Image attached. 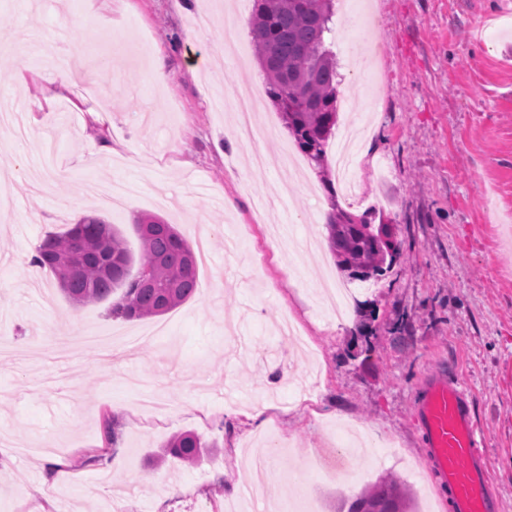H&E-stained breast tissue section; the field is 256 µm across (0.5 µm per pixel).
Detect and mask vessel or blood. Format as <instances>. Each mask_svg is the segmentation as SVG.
<instances>
[{"instance_id":"vessel-or-blood-1","label":"vessel or blood","mask_w":512,"mask_h":512,"mask_svg":"<svg viewBox=\"0 0 512 512\" xmlns=\"http://www.w3.org/2000/svg\"><path fill=\"white\" fill-rule=\"evenodd\" d=\"M415 419L426 439L431 468L448 493L451 512H500L501 500L467 387L441 376L432 378L423 387Z\"/></svg>"}]
</instances>
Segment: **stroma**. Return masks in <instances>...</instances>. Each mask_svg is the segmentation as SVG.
<instances>
[{
	"mask_svg": "<svg viewBox=\"0 0 512 512\" xmlns=\"http://www.w3.org/2000/svg\"><path fill=\"white\" fill-rule=\"evenodd\" d=\"M239 16L241 61L221 65L226 11ZM211 23L198 30L195 16ZM252 0H0V44L17 43L0 81V110L23 112L26 137L0 128L13 172L0 174V512H224L254 486L250 456L272 448L275 476L258 512H338L356 489L316 476L303 449L337 428L360 430L386 449L374 477H394L416 512H448L414 408L430 373L472 391L503 512H512V0H336L331 50L342 99L365 126L356 174L400 242L398 262L352 308L326 319L320 284L336 265L316 209L327 206L333 161L288 182L274 210L260 199L295 143L265 97L250 34ZM77 48L69 111H28L55 68L39 66L41 43ZM167 84H153L154 55ZM111 57L112 69L96 63ZM27 85H20L19 74ZM260 93L258 124L273 136L252 147L235 135L234 109L215 99L233 88ZM98 119H90V110ZM111 152L99 154L100 135ZM270 159L262 171L253 150ZM138 186L113 210L86 196V178ZM495 223H486V202ZM205 239L195 296L165 315L108 316V303L72 306L48 268L30 255L85 215L104 218L132 254L139 214ZM247 245L241 267L224 258L225 231ZM305 327L310 360L274 333L284 310ZM318 372L315 410L293 381ZM265 410L255 428L254 407ZM119 434L111 462L78 467L103 446V418ZM192 430L219 443L201 464L159 458L172 435Z\"/></svg>",
	"mask_w": 512,
	"mask_h": 512,
	"instance_id": "obj_1",
	"label": "stroma"
}]
</instances>
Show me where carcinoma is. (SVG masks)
<instances>
[{
  "label": "carcinoma",
  "instance_id": "carcinoma-1",
  "mask_svg": "<svg viewBox=\"0 0 512 512\" xmlns=\"http://www.w3.org/2000/svg\"><path fill=\"white\" fill-rule=\"evenodd\" d=\"M333 0H256L251 34L266 79V93L282 113L288 131L306 158L320 166L336 126L338 73L326 35L333 32ZM327 242L337 266L350 279L376 278L391 269L400 248L379 242L383 216L373 209L355 215L336 203L329 188ZM141 240L133 259L114 227L87 215L61 234L47 236L33 262L49 268L74 305L118 299L109 312L125 320L157 317L190 300L197 291V256L190 241L156 215L135 218ZM105 446L87 451L83 464L101 466L117 442L105 419ZM203 442L179 433L161 445V454L196 464ZM413 499L393 477H384L346 503L347 512H414Z\"/></svg>",
  "mask_w": 512,
  "mask_h": 512
}]
</instances>
